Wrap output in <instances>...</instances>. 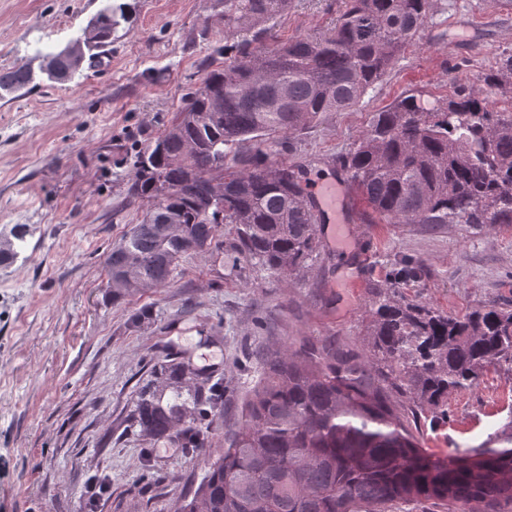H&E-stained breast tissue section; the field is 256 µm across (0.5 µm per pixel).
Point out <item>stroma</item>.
<instances>
[{
  "instance_id": "1",
  "label": "stroma",
  "mask_w": 512,
  "mask_h": 512,
  "mask_svg": "<svg viewBox=\"0 0 512 512\" xmlns=\"http://www.w3.org/2000/svg\"><path fill=\"white\" fill-rule=\"evenodd\" d=\"M128 4L99 62L60 82L0 91V242L28 235L0 263V512H177L241 418L261 354L300 336L364 345L362 320L377 288L453 317L493 301L512 309V228L388 224L359 198L345 241L319 225L320 250L289 277L232 248L184 257L170 285L105 297L104 257L139 223L126 203L133 150L160 135L206 64L224 63L217 0ZM343 0H295L274 22L278 40L330 29ZM104 0H0V72L37 65L75 39ZM512 50V9L488 0H434L416 41L362 103L300 136L310 181L344 180L339 158L369 112L410 89L442 97L481 89L480 75ZM181 362L220 396L209 445L169 452L138 437L128 415L159 364ZM423 427L446 456L475 447L512 414V374L490 367L451 392Z\"/></svg>"
}]
</instances>
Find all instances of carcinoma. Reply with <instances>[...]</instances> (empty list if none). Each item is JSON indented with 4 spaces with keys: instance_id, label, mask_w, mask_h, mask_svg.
<instances>
[{
    "instance_id": "cac0c4a2",
    "label": "carcinoma",
    "mask_w": 512,
    "mask_h": 512,
    "mask_svg": "<svg viewBox=\"0 0 512 512\" xmlns=\"http://www.w3.org/2000/svg\"><path fill=\"white\" fill-rule=\"evenodd\" d=\"M224 66L207 68L163 133L131 155L127 205L147 207L104 259L106 292L148 291L174 281L187 242L224 253V227L243 258L278 274H302L319 252L305 169L274 158L271 140L297 155L296 137L346 112L395 65L427 22L433 0H344L319 37L269 45V23L293 0H218ZM126 5L92 15L73 47L41 56L39 70L65 81L84 53L112 43ZM32 67L0 72L19 91ZM485 93L457 88L432 98L409 90L369 113L340 165L383 220L401 224L512 227V52L482 77ZM15 240L0 244V263ZM365 351L336 337H303L259 361L241 421L178 512H512V415L476 448L440 458L410 422L435 419L451 391L483 368L512 373V310L477 305L462 319L378 289L368 303ZM160 382L132 401L131 427L153 440L181 428L183 446L208 447L204 424L218 407L204 384L185 388L189 367L158 368Z\"/></svg>"
}]
</instances>
